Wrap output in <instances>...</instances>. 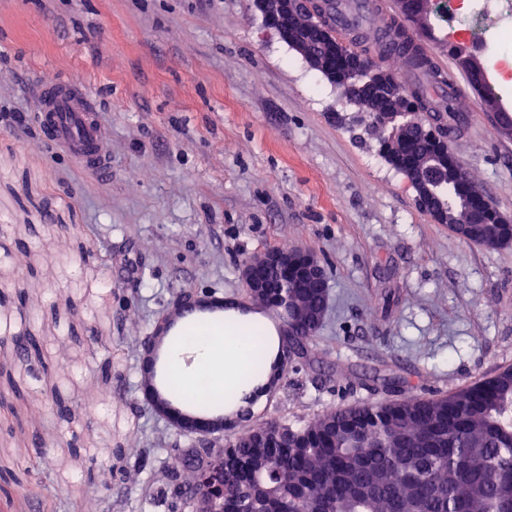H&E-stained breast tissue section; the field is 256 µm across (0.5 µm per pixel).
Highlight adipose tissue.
<instances>
[{
  "label": "adipose tissue",
  "instance_id": "ef3b65f1",
  "mask_svg": "<svg viewBox=\"0 0 512 512\" xmlns=\"http://www.w3.org/2000/svg\"><path fill=\"white\" fill-rule=\"evenodd\" d=\"M262 318L243 322H228L224 325L221 339L198 342L189 336L178 337L176 349L194 350L197 368L206 369L213 392L223 394L225 400H234L241 392L245 380L243 365L252 355L248 342L251 332L263 327Z\"/></svg>",
  "mask_w": 512,
  "mask_h": 512
}]
</instances>
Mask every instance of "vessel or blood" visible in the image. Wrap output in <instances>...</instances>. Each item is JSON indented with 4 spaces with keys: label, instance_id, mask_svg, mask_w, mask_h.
I'll return each instance as SVG.
<instances>
[{
    "label": "vessel or blood",
    "instance_id": "1",
    "mask_svg": "<svg viewBox=\"0 0 512 512\" xmlns=\"http://www.w3.org/2000/svg\"><path fill=\"white\" fill-rule=\"evenodd\" d=\"M368 13L384 19L376 29L382 45H390L398 36L412 35L409 20L397 16L389 0H335L331 24L337 37L348 38L357 25L356 15ZM470 91V83L453 79L432 86L430 95L442 102H453ZM37 95L33 121L42 141L77 160L101 182H108L112 177V156L107 149L110 132L100 121L95 101L86 88L60 77L40 84Z\"/></svg>",
    "mask_w": 512,
    "mask_h": 512
}]
</instances>
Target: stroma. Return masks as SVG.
I'll return each mask as SVG.
<instances>
[{
	"label": "stroma",
	"instance_id": "stroma-1",
	"mask_svg": "<svg viewBox=\"0 0 512 512\" xmlns=\"http://www.w3.org/2000/svg\"><path fill=\"white\" fill-rule=\"evenodd\" d=\"M58 75L97 101L112 178L0 123V512H192L169 472L193 440L143 399L144 341L184 292L277 321L241 280L275 248L323 260L329 308L236 433L512 368V246L435 223L252 0H0V113ZM455 108L454 157L512 218V136L478 98Z\"/></svg>",
	"mask_w": 512,
	"mask_h": 512
}]
</instances>
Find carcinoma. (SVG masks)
Returning <instances> with one entry per match:
<instances>
[{"instance_id": "carcinoma-1", "label": "carcinoma", "mask_w": 512, "mask_h": 512, "mask_svg": "<svg viewBox=\"0 0 512 512\" xmlns=\"http://www.w3.org/2000/svg\"><path fill=\"white\" fill-rule=\"evenodd\" d=\"M402 15L421 20L429 13L424 0H400ZM457 67L476 86L483 73L473 70L450 46ZM406 69L428 80L443 81L417 51H404ZM429 106L424 86L411 91V112ZM448 122L437 123L426 138L413 125L397 140H381V151H395L394 167L409 178L429 177L448 211L457 216L452 231L461 228L478 241L466 224L468 194L474 184L457 183L442 175L435 156V140L448 138L459 113H447ZM224 324L220 318H201L189 326L203 337ZM319 330L299 318L288 324V341L257 329L249 336L253 348L247 379H260L274 367L281 353L290 361L307 354ZM163 391L174 402L208 406L209 394H182L174 377L164 379ZM304 446L290 448L273 440V447L255 453L250 437L238 438L234 448H183L176 450L181 463L208 464L224 459V512L241 506L242 477L238 458L250 456L255 477L269 489L260 498L295 512H512V496L503 484L512 482V371L505 369L443 398H408L389 407L372 405L329 412L302 430Z\"/></svg>"}]
</instances>
